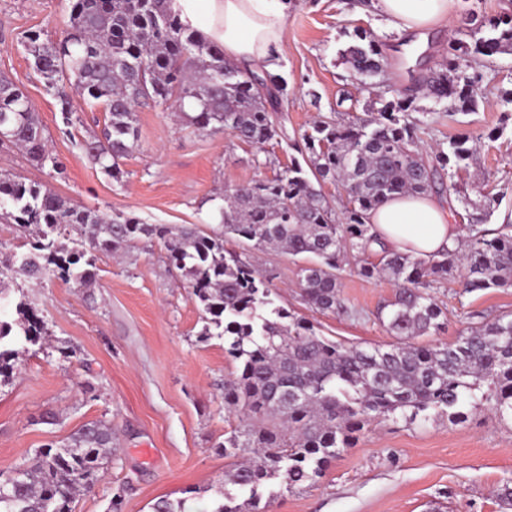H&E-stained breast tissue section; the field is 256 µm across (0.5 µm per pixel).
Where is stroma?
I'll list each match as a JSON object with an SVG mask.
<instances>
[{
  "label": "stroma",
  "mask_w": 512,
  "mask_h": 512,
  "mask_svg": "<svg viewBox=\"0 0 512 512\" xmlns=\"http://www.w3.org/2000/svg\"><path fill=\"white\" fill-rule=\"evenodd\" d=\"M288 40L276 69L287 92L274 110L279 141L257 148L231 133L205 136L167 106L140 108L139 141L120 163V179L93 164L80 146L98 133L102 111L74 99L76 120L64 126L57 101L47 94L21 41L38 30L60 38L68 0H0V72L28 96L46 130L48 145L65 165L63 175L31 166L17 150L0 149V172L48 184L70 202L145 224L218 227L213 213L219 189L272 176L287 166L315 118L352 120L378 111L382 100L411 84L412 75L440 69L450 43L467 37L484 19L512 11V0H455V17L430 31L413 59L404 47L411 35L387 26L369 0H287ZM386 46L387 64L370 86L358 82L345 51L357 30ZM466 74L481 73L473 86L475 112L451 113L447 102L418 98L412 121L426 125L428 154L450 138L470 136L475 148L457 181L471 198L487 197L491 223L512 213V106L502 90L512 88V52L463 56ZM255 269L271 277L283 305L308 318L329 338L373 346L391 340L374 318L396 289L385 278L343 274L351 314L319 313L300 299L295 266L275 250L240 249ZM91 286L54 279L32 288L20 271L9 273L0 291L18 300L26 287L31 305L48 327L41 346L22 354V367L0 383V474L7 475L45 444L67 438L88 421L111 422L119 438L116 455L74 512H107L121 493V512H151L161 498L186 499L191 512H211L220 500L230 465L221 444L238 420L224 410V382L237 368L221 339L200 341L201 311L171 269L163 246L145 241L123 254L99 255ZM445 313L430 344L452 342L485 318L512 313V288L465 290L460 280L434 290ZM512 488V419L488 407L449 422L437 412L408 423L390 418L365 426L353 448L342 452L325 475L272 499L268 512H512L499 498Z\"/></svg>",
  "instance_id": "obj_1"
}]
</instances>
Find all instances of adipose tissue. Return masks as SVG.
<instances>
[{
    "label": "adipose tissue",
    "mask_w": 512,
    "mask_h": 512,
    "mask_svg": "<svg viewBox=\"0 0 512 512\" xmlns=\"http://www.w3.org/2000/svg\"><path fill=\"white\" fill-rule=\"evenodd\" d=\"M386 21L424 33L452 18L450 0H371ZM182 24L220 45L229 62L246 69L273 68L286 41L284 0H170ZM373 232L389 247L428 257L452 247L461 230L433 197L392 199L369 215Z\"/></svg>",
    "instance_id": "adipose-tissue-1"
}]
</instances>
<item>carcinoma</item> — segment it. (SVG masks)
<instances>
[{
	"instance_id": "cac0c4a2",
	"label": "carcinoma",
	"mask_w": 512,
	"mask_h": 512,
	"mask_svg": "<svg viewBox=\"0 0 512 512\" xmlns=\"http://www.w3.org/2000/svg\"><path fill=\"white\" fill-rule=\"evenodd\" d=\"M489 35L472 46H448L443 69L382 101L378 112L356 122L318 120L301 137L303 161L291 160L271 178L224 191L218 208L222 232L196 224H142L132 216H108L73 204L50 187L0 173V220L31 230L29 250L0 252V279L14 267L35 282L58 277L88 284L95 279V254L128 252L144 240L160 242L169 263L181 272L202 313L200 339H224L239 362L224 382V407L238 425L224 438L223 501L212 512H267L263 497L271 481L288 487L314 483L333 459L353 445L364 425L382 417L414 421L429 410L452 422L467 417L466 405L488 404L512 416V316H499L450 344L423 346L416 339L437 333L443 311L433 289L455 273L465 288H512V223L496 232L483 220L467 225L456 248L420 258L388 248L368 224L370 212L406 195L448 190V206L487 211L490 204L467 195L454 175L468 166L470 137L457 136L429 160L420 148L423 128L409 120L417 92L437 102L451 100L472 112L474 78L458 71L460 50L490 57L512 52V14L477 27ZM346 50L355 75L371 78L382 68L383 44L356 32ZM24 48L45 90L72 123L70 91H79L90 110L107 120L83 148L109 176L137 146V109L175 107L201 134L232 132L262 147L279 137L268 105L284 95L281 77L241 69L224 59V49L188 31L168 0H71L67 28L57 40L29 32ZM5 139L32 165L60 175L64 165L47 145L44 128L27 96L0 74V125ZM448 171V187L440 172ZM338 182L348 198L345 222L322 187ZM237 240L273 249L305 264L296 268L301 298L320 313L350 311L342 295V273L366 279L387 277L394 296L375 318L395 341L371 347L346 345L321 335L306 318L276 303L269 279L224 242ZM378 255L370 261L368 254ZM19 318L0 320V378L18 369L19 354L40 343L44 322L22 298ZM487 386L481 391V386ZM112 424H84L61 445H49L20 465L15 485L0 486V512H73V504L104 474L114 450ZM152 512H187L186 499L161 498Z\"/></svg>"
}]
</instances>
